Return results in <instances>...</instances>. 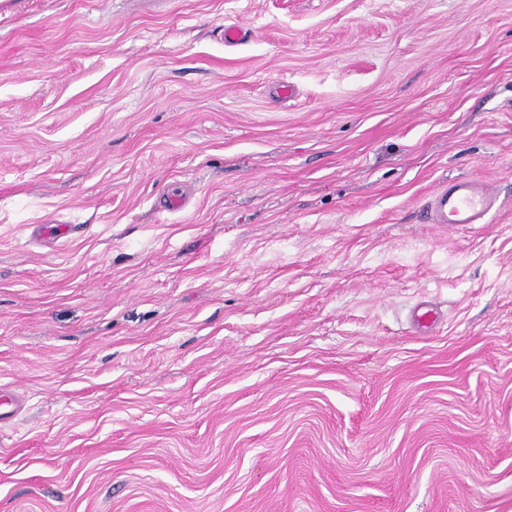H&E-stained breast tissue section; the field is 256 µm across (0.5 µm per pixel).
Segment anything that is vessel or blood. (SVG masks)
I'll return each mask as SVG.
<instances>
[{
    "mask_svg": "<svg viewBox=\"0 0 512 512\" xmlns=\"http://www.w3.org/2000/svg\"><path fill=\"white\" fill-rule=\"evenodd\" d=\"M497 197L479 180H460L440 186L431 196L427 211L436 224H482L494 209Z\"/></svg>",
    "mask_w": 512,
    "mask_h": 512,
    "instance_id": "b4317fda",
    "label": "vessel or blood"
}]
</instances>
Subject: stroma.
<instances>
[{
  "instance_id": "1",
  "label": "stroma",
  "mask_w": 512,
  "mask_h": 512,
  "mask_svg": "<svg viewBox=\"0 0 512 512\" xmlns=\"http://www.w3.org/2000/svg\"><path fill=\"white\" fill-rule=\"evenodd\" d=\"M0 412V512H512V0H0ZM497 196L484 182L460 180L440 186L427 204L433 224H484Z\"/></svg>"
}]
</instances>
